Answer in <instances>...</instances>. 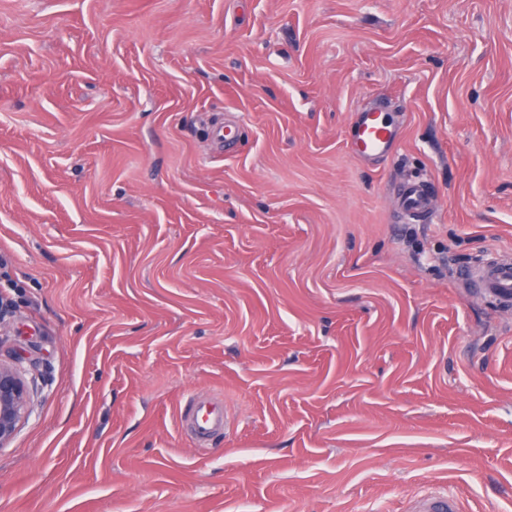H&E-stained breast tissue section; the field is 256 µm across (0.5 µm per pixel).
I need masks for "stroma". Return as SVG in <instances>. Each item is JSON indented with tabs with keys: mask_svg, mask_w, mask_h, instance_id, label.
Returning <instances> with one entry per match:
<instances>
[{
	"mask_svg": "<svg viewBox=\"0 0 512 512\" xmlns=\"http://www.w3.org/2000/svg\"><path fill=\"white\" fill-rule=\"evenodd\" d=\"M494 256L512 0H0V512H512V305L460 280ZM353 137L355 153L362 158L387 154L395 139L382 113L376 110H366L359 114ZM404 214L410 218H419L432 213L431 196L420 185L411 184L403 192ZM32 411V386L17 366L0 362V447L15 436ZM185 421L197 438H204L219 428L226 430L228 419L224 416V401L219 398L194 401ZM462 499L457 494L448 491H432L422 497L415 510L417 512H463L465 509Z\"/></svg>",
	"mask_w": 512,
	"mask_h": 512,
	"instance_id": "35a3bbf8",
	"label": "stroma"
}]
</instances>
